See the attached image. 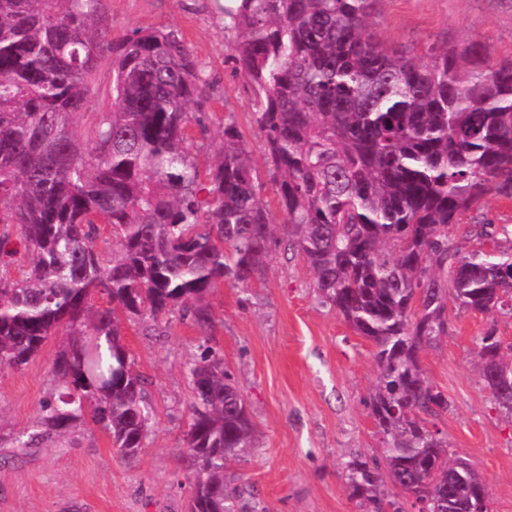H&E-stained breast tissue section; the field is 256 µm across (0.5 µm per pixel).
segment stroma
Wrapping results in <instances>:
<instances>
[{"label": "stroma", "mask_w": 512, "mask_h": 512, "mask_svg": "<svg viewBox=\"0 0 512 512\" xmlns=\"http://www.w3.org/2000/svg\"><path fill=\"white\" fill-rule=\"evenodd\" d=\"M108 24L119 39L137 28L180 30L211 79L207 119L188 133L200 165L214 163L225 123L251 150L274 220L282 213L277 174L265 161L255 121L256 97L236 71L231 32L213 0H108ZM371 28L385 42L427 56L429 47L473 40L490 61L512 60V0H380ZM112 62L102 59L86 108L70 118L88 142L97 113L112 104ZM210 340L172 314L164 335L148 322H126L133 367L147 379L154 409L145 447L122 459L107 433L84 418L64 437L21 450L13 438L32 426L53 391V362L63 339L47 341L18 370L0 372V512H188L191 488L182 436L189 423L186 363L209 342L238 382L254 427V445L226 468L251 512H360L345 483V464L371 454L381 440L367 407L377 381L372 344L333 308L321 305L302 257L274 251L250 287L217 288ZM496 327L512 342V316L451 310L447 336L422 350L420 366L450 403L438 428L449 451L477 466L490 512H512V419L495 404L474 364L475 341Z\"/></svg>", "instance_id": "1"}]
</instances>
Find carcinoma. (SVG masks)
I'll return each mask as SVG.
<instances>
[{
	"mask_svg": "<svg viewBox=\"0 0 512 512\" xmlns=\"http://www.w3.org/2000/svg\"><path fill=\"white\" fill-rule=\"evenodd\" d=\"M107 0H0V371L27 364L53 336L57 393L40 430L67 434L90 411L122 458L143 448L151 413L123 321L154 330L179 312L207 339L209 296L246 288L283 245L301 255L324 305L373 343L379 380L370 415L378 454H356L346 480L362 512H448L481 493L479 470L456 465L436 421L448 396L419 352L448 334V300L512 315V238L478 214L469 247L448 228L489 193L512 200V61L483 45L430 48V60L368 30L378 0H236L224 27L257 97L267 163L279 174L281 225L259 197L248 144L224 125L218 158L200 170L187 136L208 101L197 60L174 28L108 35ZM112 59V105L81 147L71 115L88 79ZM281 234H276V228ZM505 236L500 240L499 236ZM104 304L97 306L94 300ZM486 387L512 419V344L495 328L476 341ZM184 448L189 512H234L227 461L254 427L224 358L189 362Z\"/></svg>",
	"mask_w": 512,
	"mask_h": 512,
	"instance_id": "carcinoma-1",
	"label": "carcinoma"
}]
</instances>
